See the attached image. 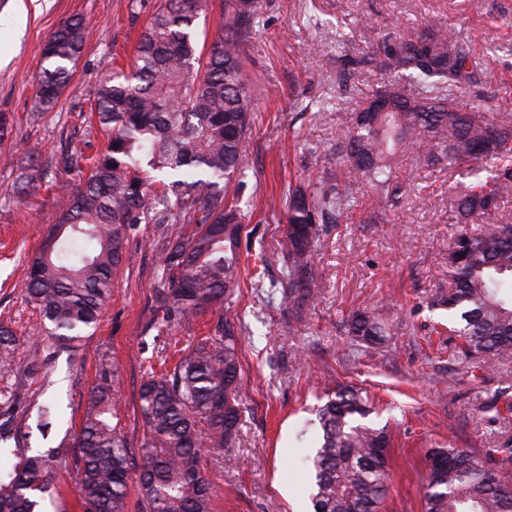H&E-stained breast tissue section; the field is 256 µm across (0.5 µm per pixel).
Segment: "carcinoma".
Wrapping results in <instances>:
<instances>
[{"mask_svg":"<svg viewBox=\"0 0 512 512\" xmlns=\"http://www.w3.org/2000/svg\"><path fill=\"white\" fill-rule=\"evenodd\" d=\"M218 4L224 26L200 49L202 0H162L140 35L133 69L91 91L90 111L108 131L107 144L90 174L68 189V208L51 228L57 234L52 251L39 247L28 267L27 294L47 335L71 344L96 325L129 233L149 215L160 227L195 225L190 235L163 244V324H192L238 286L242 224L224 188L241 173L255 112L241 67L254 0ZM90 34V24L75 16L47 34L42 55L48 66L37 78L33 119L54 108ZM467 62L449 28L421 39L400 36L383 54L380 68L398 76L384 89L392 110L374 112L363 102L351 118L336 182L308 194L297 190L289 201L283 253L289 306L301 310L320 288L311 263L318 219L331 209L342 212L366 182L379 198L375 220H384L402 193L396 169L407 152L477 180L459 196L463 215L488 212L512 197V113L459 107L463 84L471 80ZM492 159L503 164L482 165ZM448 273L452 288L433 305L448 310L463 353L511 361L512 222L459 232L448 248ZM210 331L180 350L171 369L140 384L144 433L136 455L114 422L117 379L111 365H103L73 438L85 512H126L132 481L141 512H211L215 484L203 449H222L232 461L241 365L236 323L220 313L210 319ZM349 334L377 347L385 328L376 312L363 310L352 315ZM16 349L15 333L0 323L1 376L14 370ZM374 410L370 397L352 385L317 409L320 439L307 457L313 512H379L391 439L368 421ZM68 456L66 448L14 454L16 462L0 473V512H41ZM423 500L425 512H512V486L465 448H434Z\"/></svg>","mask_w":512,"mask_h":512,"instance_id":"obj_1","label":"carcinoma"}]
</instances>
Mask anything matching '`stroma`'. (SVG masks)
Listing matches in <instances>:
<instances>
[{"label": "stroma", "mask_w": 512, "mask_h": 512, "mask_svg": "<svg viewBox=\"0 0 512 512\" xmlns=\"http://www.w3.org/2000/svg\"><path fill=\"white\" fill-rule=\"evenodd\" d=\"M158 3L0 0V114L11 128L0 139V322L20 340L15 371L0 388L20 393L12 409L17 447L30 455L70 443L104 360L118 369L120 427L138 450L139 386L164 342L183 345L207 332L197 322L159 334L163 241L151 223L130 232L101 320L76 347L41 331L26 294L28 259L67 207L65 185L79 180L48 161L70 149L90 156L103 147L104 135L87 126L88 93L113 71L130 70ZM21 4L27 19L19 30L11 20ZM72 16L90 21L91 37L55 108L30 124L36 78L46 65L43 42ZM447 26L474 71L461 108L512 107V0H255L244 77L256 114L246 136L247 168L226 187L243 225L239 286L224 302L225 316L241 330L242 416L233 463L213 451L205 457L218 490L212 512H312L303 458L319 432L313 408L345 385L370 395V420L391 437L381 512H425L422 480L428 452L438 445L471 450L512 484V362L459 356L461 339L447 311L431 305L449 288L448 247L458 228L501 223L512 217V201L489 214L459 216L453 201L470 177L405 155L398 168L405 193L386 221H374L375 194L360 186L351 208L320 227L311 262L321 288L301 319L282 301L288 192L313 190L338 172L350 117L388 82L366 55L389 36L415 38ZM30 162L40 189L20 198L14 186ZM372 308L385 325L401 327L375 355L347 333L351 313ZM35 354L45 358L47 377L26 373ZM46 403L56 416L43 430L38 408Z\"/></svg>", "instance_id": "stroma-1"}]
</instances>
